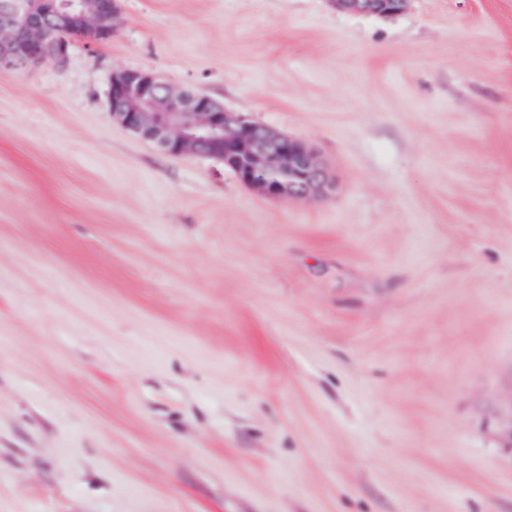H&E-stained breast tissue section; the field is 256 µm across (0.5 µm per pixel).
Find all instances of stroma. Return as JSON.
Returning a JSON list of instances; mask_svg holds the SVG:
<instances>
[{
  "label": "stroma",
  "instance_id": "35a3bbf8",
  "mask_svg": "<svg viewBox=\"0 0 512 512\" xmlns=\"http://www.w3.org/2000/svg\"><path fill=\"white\" fill-rule=\"evenodd\" d=\"M0 70V512H512V0H121ZM140 70L312 146L272 199ZM336 8L347 13L390 17L401 13L408 0H332ZM109 100L117 121L165 153L219 158L261 195L318 200L335 193V181L306 143L207 96L177 92L151 73L122 71L112 76Z\"/></svg>",
  "mask_w": 512,
  "mask_h": 512
}]
</instances>
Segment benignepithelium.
<instances>
[{
    "mask_svg": "<svg viewBox=\"0 0 512 512\" xmlns=\"http://www.w3.org/2000/svg\"><path fill=\"white\" fill-rule=\"evenodd\" d=\"M347 13L390 17L408 0H332ZM120 0H0V68L52 60L65 64L71 38L90 29L97 40L112 37ZM112 116L170 155L196 153L224 166L267 197L318 200L336 190L316 152L301 140L224 110L213 99L177 92L141 71L114 74Z\"/></svg>",
    "mask_w": 512,
    "mask_h": 512,
    "instance_id": "1",
    "label": "benign epithelium"
}]
</instances>
